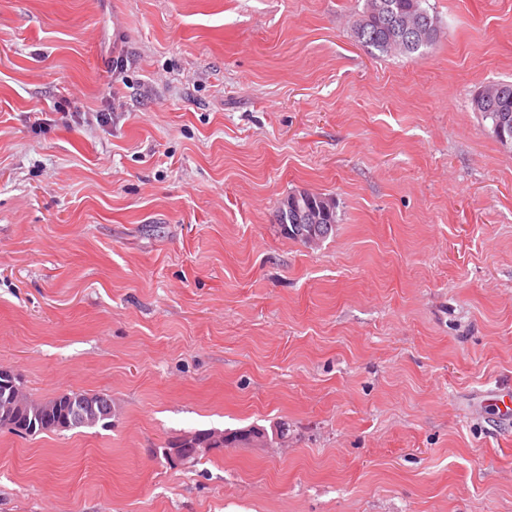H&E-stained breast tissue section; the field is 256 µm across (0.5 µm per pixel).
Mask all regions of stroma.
<instances>
[{"label": "stroma", "mask_w": 512, "mask_h": 512, "mask_svg": "<svg viewBox=\"0 0 512 512\" xmlns=\"http://www.w3.org/2000/svg\"><path fill=\"white\" fill-rule=\"evenodd\" d=\"M428 3L413 59L358 43L365 0H0V369L112 398L0 430V512H512V149L471 102L512 0ZM300 198H303L305 201V207L306 210L304 212H301V209L298 205V200ZM289 205L296 211L297 220L295 221L300 226V233L304 235L305 238L309 240H314L316 238V233H318L317 230V224L321 222H324V219L319 218L320 211L317 209H314L307 205V199L305 193H301L300 195L296 194L293 198L289 200ZM335 204H334V211L330 214L331 219L333 221L332 224H324L320 223V230L322 235L320 236L319 240L321 241L324 239L333 229L334 224L336 223V211H335ZM261 428H258V427H255V426H250V427H246V428H241V429H236V430H231V431H226L224 430V441L222 443H219V442H210L209 438L205 435V432L206 431H209V430H212V429H209V430H195L193 432H190L184 436H190L191 439L190 441L193 443V447L191 448H196L197 450V453H201V452H204V453H209L213 450H218V449H222V448H235V447H239L241 445H235L233 447H229L228 445L225 444V439H229V438H233V439H236L237 436H244V438H248L250 436H254ZM227 434V435H226Z\"/></svg>", "instance_id": "35a3bbf8"}]
</instances>
